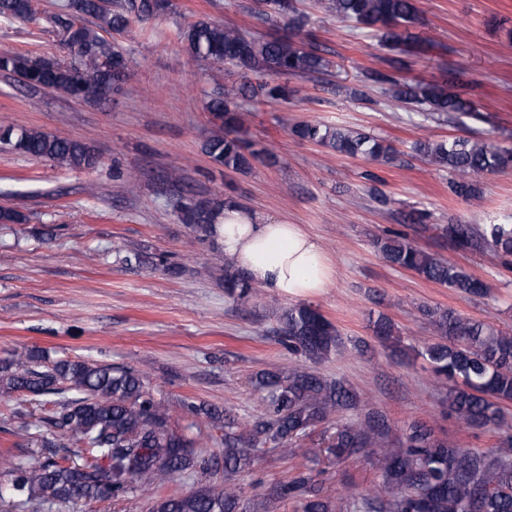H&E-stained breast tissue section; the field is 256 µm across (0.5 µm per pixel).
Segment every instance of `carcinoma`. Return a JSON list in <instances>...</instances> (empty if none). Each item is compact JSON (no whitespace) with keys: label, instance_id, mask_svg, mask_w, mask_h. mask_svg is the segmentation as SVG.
Here are the masks:
<instances>
[{"label":"carcinoma","instance_id":"obj_1","mask_svg":"<svg viewBox=\"0 0 512 512\" xmlns=\"http://www.w3.org/2000/svg\"><path fill=\"white\" fill-rule=\"evenodd\" d=\"M68 0L53 21L64 31L72 57L67 64L55 57L4 51L0 69L23 79L30 87L46 86L71 100L102 103L112 86L130 79L129 59L108 36L128 32L169 8L166 0ZM332 16L375 32L386 48L401 53L416 49L408 28L417 20L415 0H319ZM258 17L280 22L283 34L259 38L232 23L198 20L178 36L189 55L217 70L232 67L241 77L226 84L205 104L215 130L202 151L213 163L244 171L259 157L279 162L267 148L242 138L240 101L283 103L298 90L290 77L320 74L329 67L318 47L305 49L294 40L307 15L296 0H260ZM0 20L34 23L33 0H0ZM266 80L252 83L251 76ZM364 80L385 86L389 101L414 105L438 122L475 117L473 102L464 97L460 74L448 83L421 84L381 70L364 72ZM290 134L348 158L361 157L389 164L397 157L393 144L358 129L323 122L297 121ZM0 144L7 149L72 169L100 164L95 151L77 139H61L38 128H0ZM413 151L427 164L451 173L450 191L464 199L479 195L477 177L512 168V149L501 148L480 135L442 141H416ZM224 215V202L201 199L182 205V219L208 236ZM448 239L457 250L485 247L500 257L512 256V224H491L475 234L465 224H450ZM390 265L413 271L428 281L467 296H482L488 286L451 259L411 244L405 235L388 232L375 242ZM224 292L244 303L253 294L246 276L224 259ZM436 336L422 357L434 376L449 383L448 413L468 427L480 429L496 422L504 401H512V334L441 307L422 309ZM281 342L312 362L337 351L338 329L316 308L292 305L280 315ZM373 335L401 349V336L384 315L373 322ZM266 404L264 417L250 422L216 407L191 402L195 418L223 423L224 487L199 486L187 494L156 499L149 512H247L242 504L239 473L253 465L267 445L286 457L300 437L324 423L356 411L362 399L340 379L328 380L303 365L287 372H263L252 381ZM55 395L57 409L43 420L65 442H47V455H28L11 463V486L26 505L38 498L59 500H128L143 485L164 484L188 473L206 475L219 469L216 457L194 449V441L170 426L169 408L146 389L133 370L110 364L61 360L41 366L31 353L0 361V394ZM389 428L384 418L370 413L362 419L336 424L326 452L336 462L362 455L376 461L382 479L366 493L351 487L331 498L310 472L300 470L286 483L271 486L266 503L293 499L297 512H512V433L485 452L460 448L439 438L422 424L409 425L404 440L392 447L384 441ZM64 449L59 457L55 449Z\"/></svg>","mask_w":512,"mask_h":512}]
</instances>
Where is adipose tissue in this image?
<instances>
[{
  "label": "adipose tissue",
  "instance_id": "1",
  "mask_svg": "<svg viewBox=\"0 0 512 512\" xmlns=\"http://www.w3.org/2000/svg\"><path fill=\"white\" fill-rule=\"evenodd\" d=\"M213 234L236 268L268 293L308 298L332 281L327 254L300 225L228 205Z\"/></svg>",
  "mask_w": 512,
  "mask_h": 512
}]
</instances>
